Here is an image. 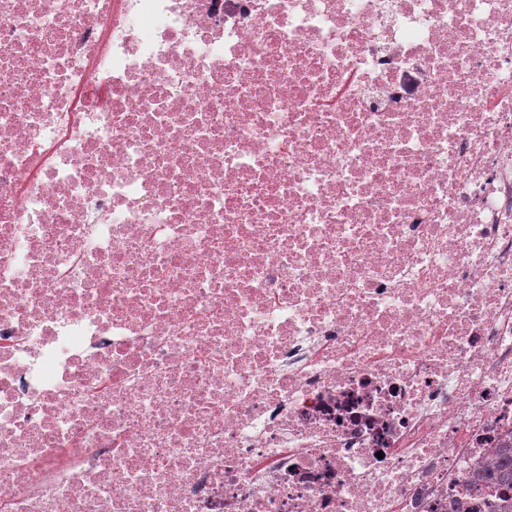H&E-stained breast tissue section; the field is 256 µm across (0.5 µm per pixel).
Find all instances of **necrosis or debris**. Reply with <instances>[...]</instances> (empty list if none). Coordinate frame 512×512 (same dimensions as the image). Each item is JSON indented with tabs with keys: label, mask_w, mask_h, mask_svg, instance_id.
<instances>
[{
	"label": "necrosis or debris",
	"mask_w": 512,
	"mask_h": 512,
	"mask_svg": "<svg viewBox=\"0 0 512 512\" xmlns=\"http://www.w3.org/2000/svg\"><path fill=\"white\" fill-rule=\"evenodd\" d=\"M512 447V0H0V512H488ZM471 478L474 481L494 484L499 491L497 512H512V447L499 448L495 466L476 470Z\"/></svg>",
	"instance_id": "obj_1"
}]
</instances>
